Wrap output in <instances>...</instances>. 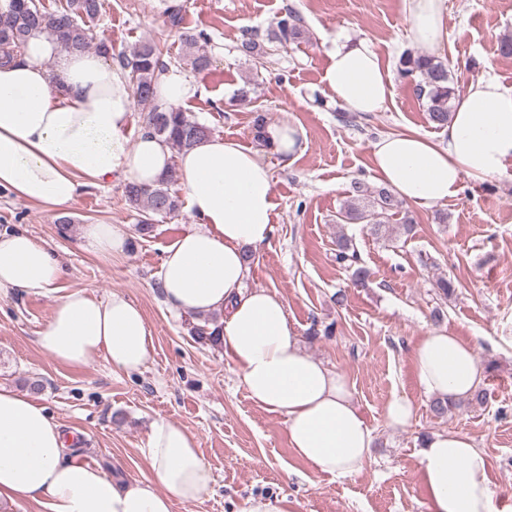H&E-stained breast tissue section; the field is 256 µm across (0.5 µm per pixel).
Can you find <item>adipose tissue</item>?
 <instances>
[{
  "label": "adipose tissue",
  "instance_id": "adipose-tissue-1",
  "mask_svg": "<svg viewBox=\"0 0 512 512\" xmlns=\"http://www.w3.org/2000/svg\"><path fill=\"white\" fill-rule=\"evenodd\" d=\"M445 0H407V31L431 49L446 37ZM323 80L348 111H381L392 95L388 70L365 40L336 42ZM157 100L183 108L199 86L176 67L158 78ZM133 98L126 79L97 54L69 50L42 32L0 64V188L53 208L73 204L81 189L121 179L154 184L170 163L196 222L166 248L161 288L180 313H222L219 343L249 398L284 416L295 455L338 478L361 474L371 459L373 430L343 375L308 354L274 292L245 291L246 249L274 231L272 171L257 152L221 136L180 157L148 133L133 135ZM443 140L413 128L371 145L376 180L419 207L446 203L463 177L484 181L512 160V87L488 77L455 102ZM119 224H87L83 247L109 258L122 251ZM60 261L19 230L0 234V292L51 297L52 314L37 336L59 363L80 367L104 355L113 369L141 370L153 338L142 309L120 292L104 300L83 290L60 292ZM424 394L454 401L483 380L473 347L445 329L427 328L411 348ZM144 456L149 473L117 481L71 453L65 436L34 397L0 387V501L28 502L44 512H174L195 503L212 481L195 435L154 420ZM427 512H497L489 457L458 431L429 435L417 452Z\"/></svg>",
  "mask_w": 512,
  "mask_h": 512
}]
</instances>
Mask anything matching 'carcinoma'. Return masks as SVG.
Returning <instances> with one entry per match:
<instances>
[{
  "label": "carcinoma",
  "mask_w": 512,
  "mask_h": 512,
  "mask_svg": "<svg viewBox=\"0 0 512 512\" xmlns=\"http://www.w3.org/2000/svg\"><path fill=\"white\" fill-rule=\"evenodd\" d=\"M101 8L102 0H66L65 7L49 12L38 0H11L9 11L0 13V56L11 58L24 48L34 32L47 30L69 49H93L97 54L110 58L111 41H93L90 28L86 27V23L99 17ZM301 22L299 14L289 9L277 22L270 37L280 43L298 39L302 35ZM179 39L186 49L184 60L187 64L195 71L207 69L210 59L202 49L205 34L181 31ZM239 49L247 56L260 55L261 44L257 35L251 32L243 34ZM162 56L158 45L143 42L130 52L119 55L118 61L134 102L145 112L147 131L163 139L175 153L181 154L209 137L210 128L190 119L185 111L166 108L156 101L157 79L168 69ZM397 73L402 79L415 81L414 90L418 99L424 101L429 121L439 129L447 125L459 93L448 63L426 53L408 52L400 58ZM171 180L172 175L166 173L152 186L125 185L126 201L137 211L139 230L149 229L157 217L170 215L179 209L180 200L171 191ZM349 193V199L336 215V223L356 221L365 224L376 239L384 241L395 240L399 233L407 237L413 235L412 218L402 214V201L387 188L371 187L354 180ZM397 215L400 223H390ZM336 262L345 267L355 285L365 284L371 276L357 247L343 234L336 238ZM486 401L487 391L479 387L470 397L457 402L435 398L430 402V410L435 417L445 418L464 407L482 406Z\"/></svg>",
  "instance_id": "cac0c4a2"
}]
</instances>
